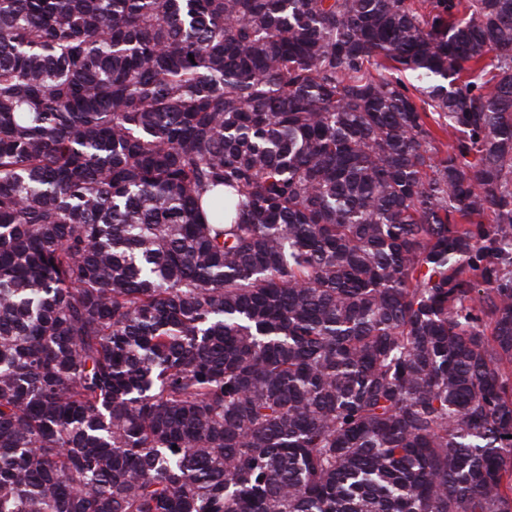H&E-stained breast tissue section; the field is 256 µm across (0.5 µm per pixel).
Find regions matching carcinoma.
I'll list each match as a JSON object with an SVG mask.
<instances>
[{
  "mask_svg": "<svg viewBox=\"0 0 512 512\" xmlns=\"http://www.w3.org/2000/svg\"><path fill=\"white\" fill-rule=\"evenodd\" d=\"M0 512H512V0H0Z\"/></svg>",
  "mask_w": 512,
  "mask_h": 512,
  "instance_id": "obj_1",
  "label": "carcinoma"
}]
</instances>
